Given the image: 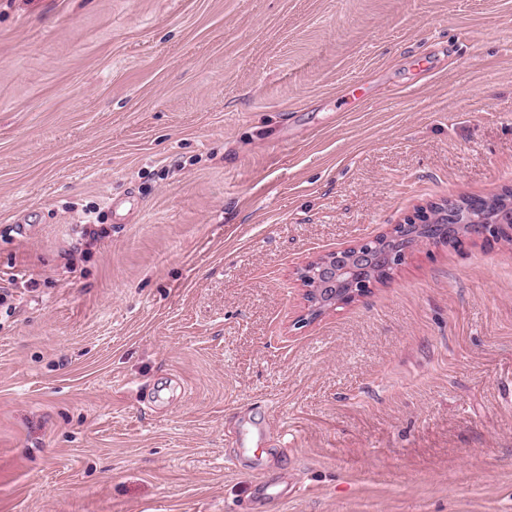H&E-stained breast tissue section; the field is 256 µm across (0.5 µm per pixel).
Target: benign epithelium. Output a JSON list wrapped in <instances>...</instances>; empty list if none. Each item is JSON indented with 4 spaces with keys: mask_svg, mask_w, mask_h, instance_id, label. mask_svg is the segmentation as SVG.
Instances as JSON below:
<instances>
[{
    "mask_svg": "<svg viewBox=\"0 0 512 512\" xmlns=\"http://www.w3.org/2000/svg\"><path fill=\"white\" fill-rule=\"evenodd\" d=\"M445 217L441 239L456 245L461 242V231L469 236L499 240L512 237V202L502 208L491 223L477 219L464 222L455 216L457 203L450 199L438 205ZM432 222L431 208L419 207L393 225L390 232L369 237L358 243L339 247L306 263L298 271V278L306 287L309 318L314 319L339 305L353 302L367 294L373 268H396L409 251L422 242L417 234Z\"/></svg>",
    "mask_w": 512,
    "mask_h": 512,
    "instance_id": "7a95c632",
    "label": "benign epithelium"
}]
</instances>
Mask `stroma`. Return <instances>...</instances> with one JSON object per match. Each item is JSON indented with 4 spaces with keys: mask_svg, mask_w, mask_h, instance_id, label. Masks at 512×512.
Masks as SVG:
<instances>
[{
    "mask_svg": "<svg viewBox=\"0 0 512 512\" xmlns=\"http://www.w3.org/2000/svg\"><path fill=\"white\" fill-rule=\"evenodd\" d=\"M512 187V0H0V512H512V244L296 271ZM430 206L418 207L404 217L402 222L394 224L386 235L369 237L354 245L336 248L301 267L297 273L302 285L306 287L309 318L314 319L328 310L366 295L371 286L368 277L373 268H396L401 265L410 249L425 240L416 235L433 221ZM342 281L348 283V288H336Z\"/></svg>",
    "mask_w": 512,
    "mask_h": 512,
    "instance_id": "1",
    "label": "stroma"
}]
</instances>
